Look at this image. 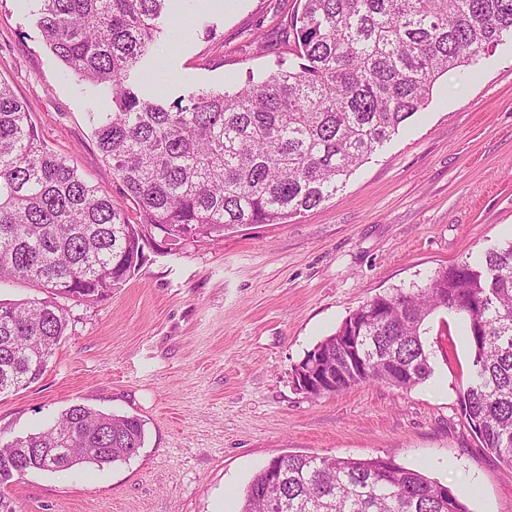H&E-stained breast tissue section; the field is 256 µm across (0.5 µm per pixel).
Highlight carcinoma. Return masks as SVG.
<instances>
[{"mask_svg":"<svg viewBox=\"0 0 512 512\" xmlns=\"http://www.w3.org/2000/svg\"><path fill=\"white\" fill-rule=\"evenodd\" d=\"M66 76L103 108L97 147L136 222L40 138L34 109L0 79V279L44 299L0 301V393L35 382L68 329L57 298L99 300L145 261L154 233L176 252L250 224H284L336 194L429 101L437 79L476 66L512 36V0H299L294 59L216 90L165 101L144 64L177 0H30ZM466 318L470 375L462 413L481 447L512 469V241L452 264L420 288L378 294L308 350L341 392L363 382L410 390L432 373L424 325ZM339 336H362L358 362ZM143 420L77 404L49 427L0 446V485L18 471L104 467L144 446ZM40 448H71L47 461ZM277 470L280 485L270 484ZM240 512H470L452 488L391 457L271 459Z\"/></svg>","mask_w":512,"mask_h":512,"instance_id":"carcinoma-1","label":"carcinoma"}]
</instances>
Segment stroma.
<instances>
[{
	"label": "stroma",
	"instance_id": "obj_1",
	"mask_svg": "<svg viewBox=\"0 0 512 512\" xmlns=\"http://www.w3.org/2000/svg\"><path fill=\"white\" fill-rule=\"evenodd\" d=\"M154 47L155 84L222 87L293 56L296 0H195ZM0 78L35 109L40 137L115 194L92 109L46 50L28 0H0ZM512 240V37L478 73L449 71L328 201L176 254L147 251L100 301H66L69 329L44 374L0 394V443L84 404L145 423L144 448L101 469L32 471L0 486L16 512H239L241 493L288 452L394 456L471 512H512V470L481 448L458 401L471 364L462 315L426 323L433 373L405 391L362 383L317 398L292 369L367 299Z\"/></svg>",
	"mask_w": 512,
	"mask_h": 512
}]
</instances>
